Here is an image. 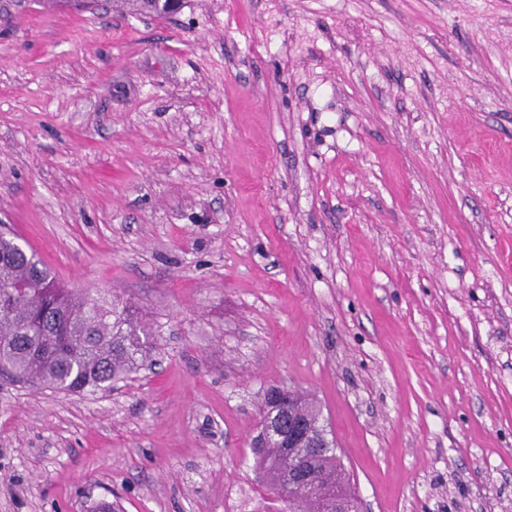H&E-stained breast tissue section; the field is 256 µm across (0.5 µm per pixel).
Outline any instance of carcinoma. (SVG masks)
I'll use <instances>...</instances> for the list:
<instances>
[{"instance_id":"1","label":"carcinoma","mask_w":512,"mask_h":512,"mask_svg":"<svg viewBox=\"0 0 512 512\" xmlns=\"http://www.w3.org/2000/svg\"><path fill=\"white\" fill-rule=\"evenodd\" d=\"M155 332L134 303L118 297H92L65 288L33 251L0 237V373L64 393L113 387L153 363ZM288 419L306 424L312 435L324 431L320 410L300 394L289 399ZM328 448H259L255 468L277 486L282 470L311 465L329 479L303 498L288 492L282 512H323L338 491L351 489L349 476Z\"/></svg>"}]
</instances>
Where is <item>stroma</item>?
I'll return each instance as SVG.
<instances>
[{
	"label": "stroma",
	"mask_w": 512,
	"mask_h": 512,
	"mask_svg": "<svg viewBox=\"0 0 512 512\" xmlns=\"http://www.w3.org/2000/svg\"><path fill=\"white\" fill-rule=\"evenodd\" d=\"M0 232L158 329L0 377V512H277L272 386L363 512H512V0H0Z\"/></svg>",
	"instance_id": "obj_1"
}]
</instances>
